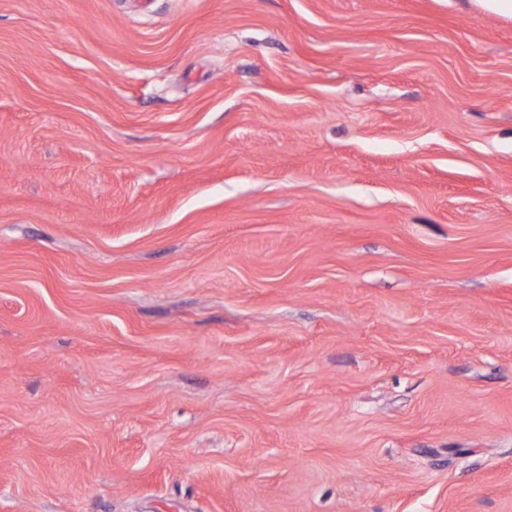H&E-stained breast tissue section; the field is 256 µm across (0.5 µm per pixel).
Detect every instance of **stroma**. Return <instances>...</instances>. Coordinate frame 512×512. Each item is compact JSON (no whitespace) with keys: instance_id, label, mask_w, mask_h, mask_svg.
<instances>
[{"instance_id":"obj_1","label":"stroma","mask_w":512,"mask_h":512,"mask_svg":"<svg viewBox=\"0 0 512 512\" xmlns=\"http://www.w3.org/2000/svg\"><path fill=\"white\" fill-rule=\"evenodd\" d=\"M0 512H512V18L0 0Z\"/></svg>"}]
</instances>
